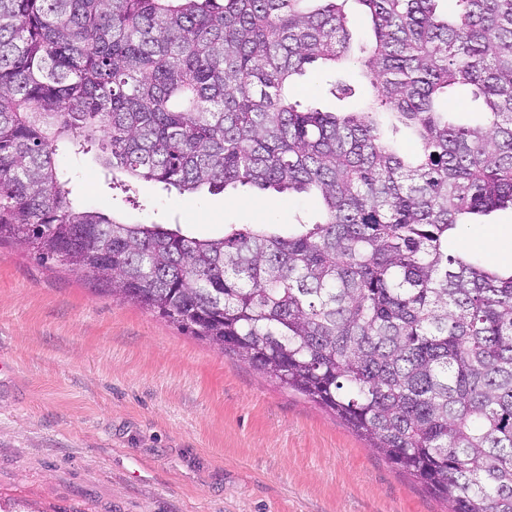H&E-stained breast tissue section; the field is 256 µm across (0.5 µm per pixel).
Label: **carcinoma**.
<instances>
[{
    "label": "carcinoma",
    "instance_id": "1",
    "mask_svg": "<svg viewBox=\"0 0 512 512\" xmlns=\"http://www.w3.org/2000/svg\"><path fill=\"white\" fill-rule=\"evenodd\" d=\"M347 2L0 0V242L336 414L446 512H512V270L448 249L512 208V0H356L368 93L340 115L290 87L353 64ZM458 87L482 123L450 119ZM62 140L181 195L306 194L320 219L125 223L73 204Z\"/></svg>",
    "mask_w": 512,
    "mask_h": 512
}]
</instances>
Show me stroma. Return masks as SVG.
I'll return each mask as SVG.
<instances>
[{
  "label": "stroma",
  "mask_w": 512,
  "mask_h": 512,
  "mask_svg": "<svg viewBox=\"0 0 512 512\" xmlns=\"http://www.w3.org/2000/svg\"><path fill=\"white\" fill-rule=\"evenodd\" d=\"M298 99L345 111L311 67ZM76 206L197 238L241 224L282 234L316 220L303 195L184 198L138 181L123 205L95 153L60 148ZM512 209L462 248L512 266ZM18 512H446L334 414L158 314L102 294L88 274L0 244V506Z\"/></svg>",
  "instance_id": "35a3bbf8"
}]
</instances>
